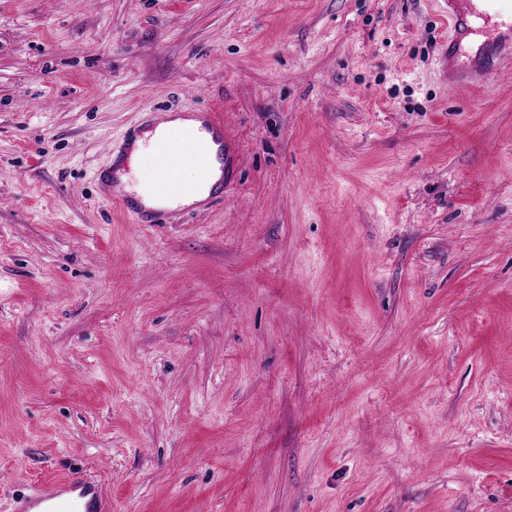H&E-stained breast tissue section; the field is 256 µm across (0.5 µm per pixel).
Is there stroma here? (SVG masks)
I'll return each instance as SVG.
<instances>
[{
  "instance_id": "35a3bbf8",
  "label": "stroma",
  "mask_w": 512,
  "mask_h": 512,
  "mask_svg": "<svg viewBox=\"0 0 512 512\" xmlns=\"http://www.w3.org/2000/svg\"><path fill=\"white\" fill-rule=\"evenodd\" d=\"M433 0H0V512H512V63ZM211 111L221 201L96 173ZM439 17L448 22V41L441 43L440 62L453 80L482 79L496 71L500 62L512 56V2L510 0H435ZM500 19L497 35L487 38L476 49L466 48L463 40L478 34L490 20ZM498 26L506 27L499 30ZM449 66V67H448ZM117 161L112 160V167L102 171L98 177L102 182L104 194L138 224H165L173 212V207H147L135 193L116 191L118 186ZM41 507L39 511L32 509ZM100 482L93 476L61 479L40 488L20 512H108Z\"/></svg>"
}]
</instances>
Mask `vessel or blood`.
<instances>
[{
    "label": "vessel or blood",
    "mask_w": 512,
    "mask_h": 512,
    "mask_svg": "<svg viewBox=\"0 0 512 512\" xmlns=\"http://www.w3.org/2000/svg\"><path fill=\"white\" fill-rule=\"evenodd\" d=\"M439 15L448 23L450 35L442 42L440 62L448 68L452 79L469 81L496 71L505 58L512 56V0H435ZM202 128L218 144L216 156L210 157L198 149L196 138H189L183 155L174 160L165 157L164 143H156L161 158L160 172L151 181L159 204L146 206L136 194L118 190L116 168L99 175L105 195L139 224H163L173 209L169 200L184 191L179 182V169L185 165L209 168L218 161L224 182L235 176L233 157L224 144V128L210 116H202ZM100 482L91 476L61 479L40 488L21 507L20 512H109Z\"/></svg>",
    "instance_id": "1"
}]
</instances>
